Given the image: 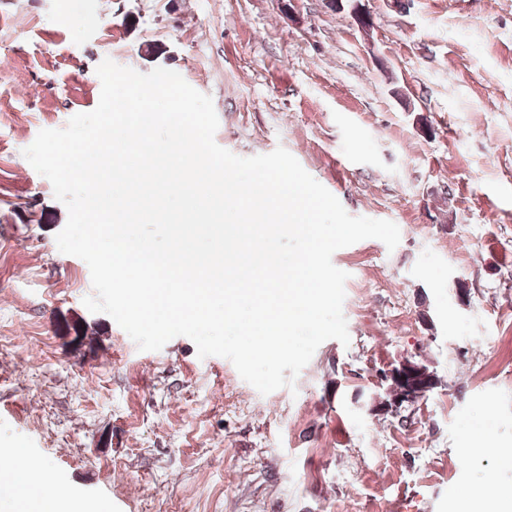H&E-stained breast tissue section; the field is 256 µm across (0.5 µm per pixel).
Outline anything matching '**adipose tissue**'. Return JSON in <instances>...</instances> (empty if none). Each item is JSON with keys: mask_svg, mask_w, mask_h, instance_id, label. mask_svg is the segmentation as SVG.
<instances>
[{"mask_svg": "<svg viewBox=\"0 0 512 512\" xmlns=\"http://www.w3.org/2000/svg\"><path fill=\"white\" fill-rule=\"evenodd\" d=\"M54 472L26 460L23 449L0 448V512H108L103 503L52 493Z\"/></svg>", "mask_w": 512, "mask_h": 512, "instance_id": "adipose-tissue-1", "label": "adipose tissue"}]
</instances>
